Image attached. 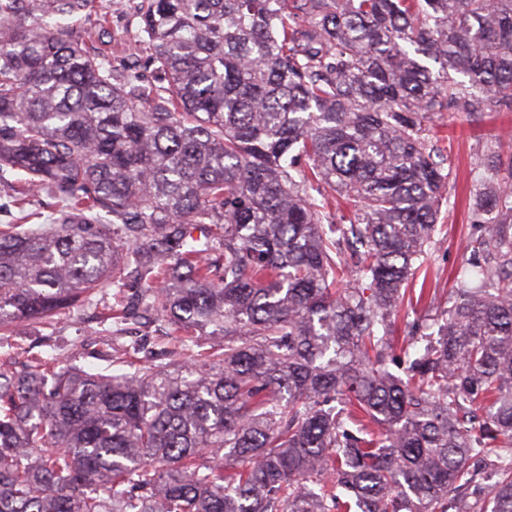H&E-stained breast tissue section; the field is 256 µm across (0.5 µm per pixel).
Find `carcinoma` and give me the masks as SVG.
<instances>
[{
  "label": "carcinoma",
  "instance_id": "1",
  "mask_svg": "<svg viewBox=\"0 0 512 512\" xmlns=\"http://www.w3.org/2000/svg\"><path fill=\"white\" fill-rule=\"evenodd\" d=\"M92 3L0 0V341L99 304L112 335L151 319L185 353L1 361L0 512H512L494 138L479 286L393 345L451 178L425 123L512 108V0H141L153 81L73 23ZM489 453L483 507L462 490Z\"/></svg>",
  "mask_w": 512,
  "mask_h": 512
}]
</instances>
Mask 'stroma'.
<instances>
[{
	"label": "stroma",
	"mask_w": 512,
	"mask_h": 512,
	"mask_svg": "<svg viewBox=\"0 0 512 512\" xmlns=\"http://www.w3.org/2000/svg\"><path fill=\"white\" fill-rule=\"evenodd\" d=\"M138 0H95V6L79 18L84 28L106 25L104 48L112 55L113 64H130L139 53L136 49L138 29L133 19ZM498 135L503 146L512 147V110L485 112L473 117L461 112H440L426 125L425 135L438 147L452 169L444 204L434 227L436 244L432 266L426 279L427 288L436 292L437 300H446L457 285L461 257L473 224L469 208V191L483 171L478 161L486 141ZM98 311L87 306L73 317L63 318L56 325L52 338L53 354L71 358L74 365L105 374L111 373L112 363L97 359V352L107 350L112 338L102 332Z\"/></svg>",
	"instance_id": "35a3bbf8"
}]
</instances>
